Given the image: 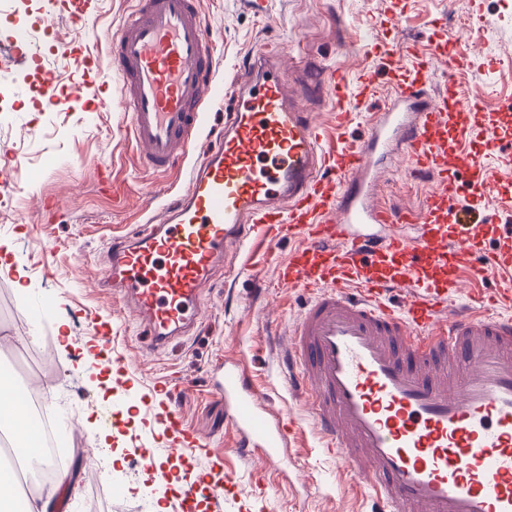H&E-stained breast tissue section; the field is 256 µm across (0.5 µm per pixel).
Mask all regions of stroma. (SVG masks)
Returning <instances> with one entry per match:
<instances>
[{
	"instance_id": "stroma-1",
	"label": "stroma",
	"mask_w": 512,
	"mask_h": 512,
	"mask_svg": "<svg viewBox=\"0 0 512 512\" xmlns=\"http://www.w3.org/2000/svg\"><path fill=\"white\" fill-rule=\"evenodd\" d=\"M91 15L75 17L69 0H20L14 15H0V43L20 22L44 31L40 52L0 74V167L19 156L25 178L0 193V255L10 262L0 274V365L17 364L29 380L50 389V401L69 434L62 437L73 488L60 489L59 512H180V484L195 483L205 512H370L366 479L324 448L303 408L280 377L284 336L307 298L280 287L276 264L295 240L281 239L268 255H246L233 285L216 272L204 296L199 329L162 351L152 350L133 314L102 291L106 237L146 219L144 199L154 190L180 192L188 161L157 171L144 167L121 112L92 111L99 94L81 81L88 56L108 65L106 42L132 8V0H94ZM209 36L218 43L216 75L252 82L247 57L278 53L291 93L301 95L308 72L339 70L349 85L372 77L382 95L393 87L396 67L420 53L433 71L430 95L447 81L461 85L481 119L499 127L512 122V0H196ZM465 25L456 51L469 58L458 68L436 51L444 34ZM74 41L71 56L59 43ZM59 78L56 106L46 108L42 76ZM496 187L485 199L482 257H489L512 225V167L495 170ZM431 175L415 172L402 150L382 166L376 192L382 201L421 210L434 189ZM58 241L47 252L48 241ZM266 287L264 298L256 288ZM45 306L43 315L35 307ZM107 323L114 354L126 368L111 374L96 359L102 337L94 323ZM243 359L252 382L298 427L284 463L240 456L227 427L224 405L207 388L223 361ZM186 385L175 399L206 450L184 454L165 470L146 472L141 446L166 445L154 416L153 389L167 379ZM122 461L107 468L105 487L95 484L102 446Z\"/></svg>"
}]
</instances>
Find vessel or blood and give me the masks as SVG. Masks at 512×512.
I'll return each mask as SVG.
<instances>
[{
  "instance_id": "obj_1",
  "label": "vessel or blood",
  "mask_w": 512,
  "mask_h": 512,
  "mask_svg": "<svg viewBox=\"0 0 512 512\" xmlns=\"http://www.w3.org/2000/svg\"><path fill=\"white\" fill-rule=\"evenodd\" d=\"M134 3L108 42L109 71L91 61L83 79L118 82V99L97 107L128 113L141 163L171 167L200 146L205 107L225 104L220 144L203 149L186 190L163 204L165 223L106 243L107 280L154 350L199 327L216 269L235 271L231 247L256 233L298 239L277 278L311 298L284 340L283 377L320 443L365 476L375 512H512V317L487 311L512 304V234L488 265L471 266L474 218L492 186L466 146L475 105L454 83L429 99L432 73L414 57L355 139L345 133L353 107L377 88L367 77L350 90L332 71L306 81L309 96L335 101L328 134L267 55L249 57L250 88L225 92L193 0ZM396 146L436 178L421 211L375 196L378 166ZM492 269L506 287L449 308L464 278ZM184 388H162L167 456L201 444L171 402ZM210 390L237 432V453L280 461L291 432L243 360L219 367Z\"/></svg>"
}]
</instances>
